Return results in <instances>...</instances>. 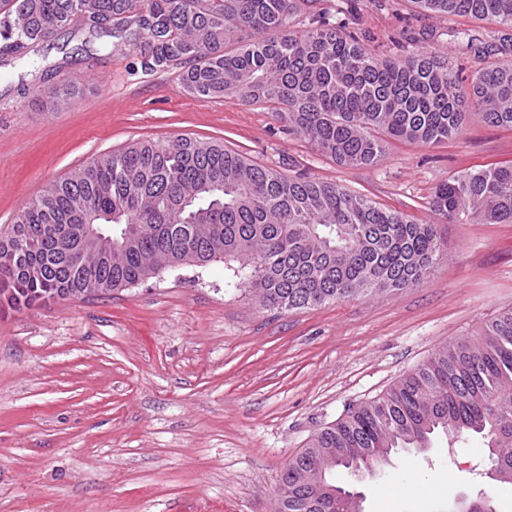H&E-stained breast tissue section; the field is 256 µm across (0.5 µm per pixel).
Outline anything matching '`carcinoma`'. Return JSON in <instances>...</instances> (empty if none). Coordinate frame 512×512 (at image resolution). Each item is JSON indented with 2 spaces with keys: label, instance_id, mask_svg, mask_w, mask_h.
<instances>
[{
  "label": "carcinoma",
  "instance_id": "cac0c4a2",
  "mask_svg": "<svg viewBox=\"0 0 512 512\" xmlns=\"http://www.w3.org/2000/svg\"><path fill=\"white\" fill-rule=\"evenodd\" d=\"M444 15L512 25V0H414ZM297 0H0V50L37 52L80 25L131 47L149 72L183 68L184 87L272 106L288 132L347 166H371L386 139L438 144L466 117L512 130V62L463 78L420 50L383 58L323 12L297 20ZM87 202L112 249L61 224ZM434 219L417 220L365 195L287 178L220 143L143 140L94 158L49 184L0 235V299L15 309L134 286L183 265L230 257L249 270L259 305L279 312L359 294L414 288L445 256L438 224H512V164L462 171L439 185ZM490 438L495 472L512 481V310L475 340L450 343L389 392L360 402L314 434L280 474L275 512H336L322 490L348 454L372 464L438 433Z\"/></svg>",
  "mask_w": 512,
  "mask_h": 512
}]
</instances>
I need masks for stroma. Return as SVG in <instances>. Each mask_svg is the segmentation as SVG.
Returning a JSON list of instances; mask_svg holds the SVG:
<instances>
[{"label":"stroma","instance_id":"35a3bbf8","mask_svg":"<svg viewBox=\"0 0 512 512\" xmlns=\"http://www.w3.org/2000/svg\"><path fill=\"white\" fill-rule=\"evenodd\" d=\"M378 53L435 52L461 73L512 29L432 16L411 0H322ZM81 33L0 66V230L50 182L142 139L215 140L290 178L339 184L419 219L440 184L512 162V130L469 115L435 145L392 141L345 167L267 105L188 93ZM79 95L53 105L60 82ZM446 257L415 288L311 309H262L239 262L184 266L104 297L16 310L0 302V512H274L280 474L352 404L389 391L439 347L512 309V224H442ZM486 439H436L336 484L364 512H448L460 493L512 512L486 476Z\"/></svg>","mask_w":512,"mask_h":512}]
</instances>
